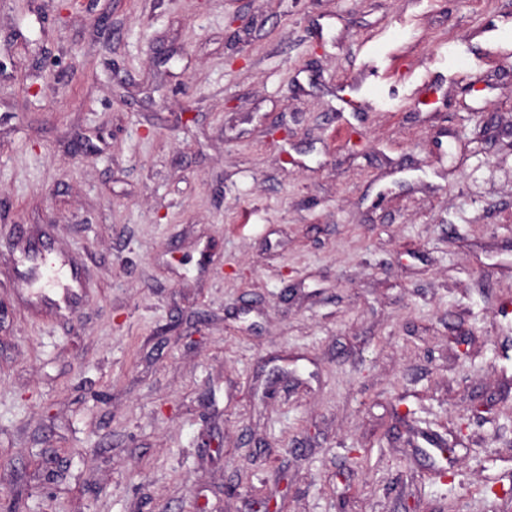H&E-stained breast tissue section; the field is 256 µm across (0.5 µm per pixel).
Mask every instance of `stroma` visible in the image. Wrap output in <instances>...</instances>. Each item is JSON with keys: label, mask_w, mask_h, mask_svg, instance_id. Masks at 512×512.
I'll use <instances>...</instances> for the list:
<instances>
[{"label": "stroma", "mask_w": 512, "mask_h": 512, "mask_svg": "<svg viewBox=\"0 0 512 512\" xmlns=\"http://www.w3.org/2000/svg\"><path fill=\"white\" fill-rule=\"evenodd\" d=\"M500 13L0 0V501L512 512ZM36 282L40 283L39 288H60L63 300L75 294V288H80L79 274L73 268L69 272H63L61 268L48 269L37 277Z\"/></svg>", "instance_id": "35a3bbf8"}]
</instances>
